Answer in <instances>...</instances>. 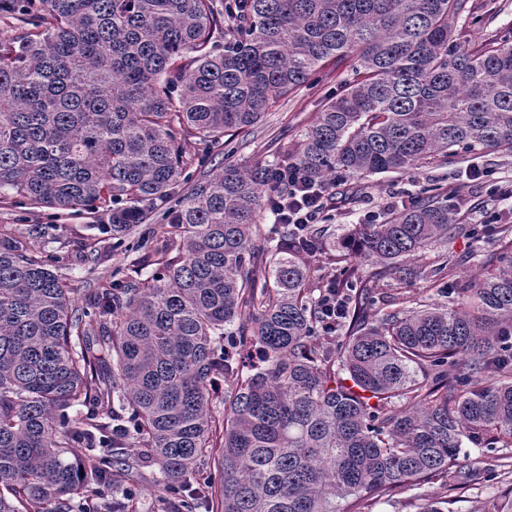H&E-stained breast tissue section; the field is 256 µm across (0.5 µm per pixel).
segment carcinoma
<instances>
[{
  "mask_svg": "<svg viewBox=\"0 0 512 512\" xmlns=\"http://www.w3.org/2000/svg\"><path fill=\"white\" fill-rule=\"evenodd\" d=\"M472 15L469 0H0L14 30L0 38V198L62 213L98 201L114 247L176 193L190 139L254 128L330 61L351 72L294 155L203 169L144 277L81 304L33 246L56 225L0 228V512H114L121 499L94 495L132 468L126 448L159 466L170 512L192 480L208 512H368L425 485L417 512H453L490 477L459 460L466 441L512 476L506 225L464 224L447 189L424 186L382 223L343 229L327 345L310 270L328 225L282 224L256 249L257 216L288 198L276 169L330 201L374 174L512 152V40L460 43ZM463 231L497 249L461 300L406 289L371 313L384 280L444 292L446 255L429 273L409 262ZM483 512H512V482Z\"/></svg>",
  "mask_w": 512,
  "mask_h": 512,
  "instance_id": "1",
  "label": "carcinoma"
}]
</instances>
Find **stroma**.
I'll return each instance as SVG.
<instances>
[{
  "label": "stroma",
  "mask_w": 512,
  "mask_h": 512,
  "mask_svg": "<svg viewBox=\"0 0 512 512\" xmlns=\"http://www.w3.org/2000/svg\"><path fill=\"white\" fill-rule=\"evenodd\" d=\"M479 16L478 23L458 22L456 29L462 42L482 38L512 37V0H472ZM345 75L344 68L326 66L308 84L281 98L257 127L247 132L228 131L221 144L209 145L193 141L191 150L197 156L211 157L216 163L255 164L297 151L299 134L335 96ZM492 170L499 181L512 183V154L476 151L448 163H434L410 175L383 173L370 176L364 192L355 200L337 205L331 219L335 225L365 223L368 217L384 218L392 198H405L427 184L458 187L466 197L483 198L484 206L465 213L468 224H486L492 218L512 221V198L489 194L481 182L469 180L467 169ZM163 209H156L149 223L139 225L135 234L123 246L103 248L93 258H86L84 245L91 237L106 238L103 212L81 210L61 217L55 210L33 208L17 199H0V224L25 227L29 224L56 225L54 239H39L36 249L62 251L69 263L61 269L68 277L77 299H84L89 289L135 276L154 258L155 225L164 223ZM493 249L491 241L469 235H459L448 242V253L460 264L459 274L473 278L482 271L481 263ZM156 466H140L136 470L118 471L112 476L114 493L132 489L133 499L128 512H164V503L154 485Z\"/></svg>",
  "instance_id": "35a3bbf8"
}]
</instances>
